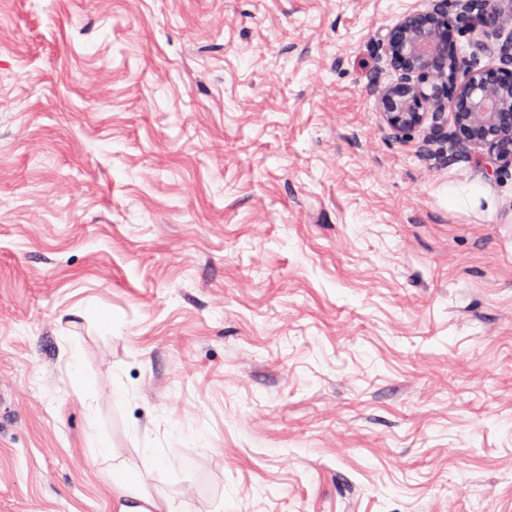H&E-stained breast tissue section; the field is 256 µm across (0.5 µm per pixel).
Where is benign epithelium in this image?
Returning <instances> with one entry per match:
<instances>
[{
  "instance_id": "7a95c632",
  "label": "benign epithelium",
  "mask_w": 512,
  "mask_h": 512,
  "mask_svg": "<svg viewBox=\"0 0 512 512\" xmlns=\"http://www.w3.org/2000/svg\"><path fill=\"white\" fill-rule=\"evenodd\" d=\"M459 20L470 32V60L447 0L410 10L387 29L381 47L400 77L379 90L378 112L396 136L446 132L456 157L484 150L490 177L512 167V0H466ZM481 55L489 58L482 67Z\"/></svg>"
}]
</instances>
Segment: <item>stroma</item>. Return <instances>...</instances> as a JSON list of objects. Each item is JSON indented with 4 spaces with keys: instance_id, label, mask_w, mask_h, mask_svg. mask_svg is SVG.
Returning <instances> with one entry per match:
<instances>
[{
    "instance_id": "1",
    "label": "stroma",
    "mask_w": 512,
    "mask_h": 512,
    "mask_svg": "<svg viewBox=\"0 0 512 512\" xmlns=\"http://www.w3.org/2000/svg\"><path fill=\"white\" fill-rule=\"evenodd\" d=\"M430 5L0 0V512H512V168L377 110ZM112 484L118 493L119 498L131 497L134 499L145 500L152 508L146 510L137 505H120L119 512H172L167 500H155L136 480L132 479L126 466H112Z\"/></svg>"
}]
</instances>
